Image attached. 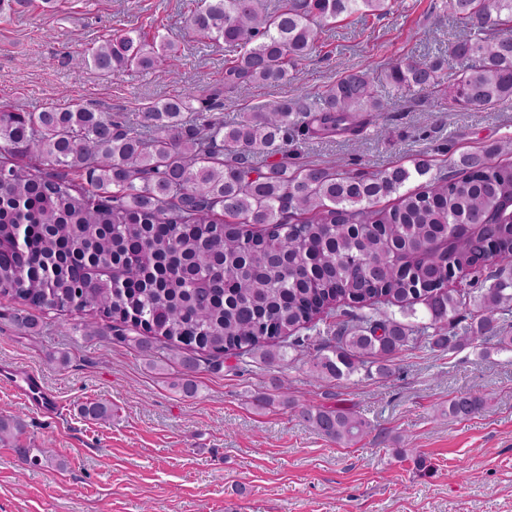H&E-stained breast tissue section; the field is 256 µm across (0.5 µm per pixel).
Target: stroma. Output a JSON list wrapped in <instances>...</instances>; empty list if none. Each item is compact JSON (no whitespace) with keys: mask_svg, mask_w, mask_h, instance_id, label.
<instances>
[{"mask_svg":"<svg viewBox=\"0 0 512 512\" xmlns=\"http://www.w3.org/2000/svg\"><path fill=\"white\" fill-rule=\"evenodd\" d=\"M197 0H55L0 11V104L24 112L88 105L136 122L154 102L195 88L219 91L218 118L231 123L257 103L322 91L339 77L383 73L394 58L447 56L465 30L442 0H395L389 15H352L323 27L312 54L279 85L224 86V47L199 39L184 19ZM159 33L178 52L164 71L111 76L77 70L92 43L125 31ZM384 120L356 138L295 136L299 165L372 173L426 157L437 172L463 155L512 138V101L460 109L430 91L386 85ZM18 303L0 300V366L43 374L61 410L51 418L0 383V414L21 419L20 443L51 451L21 469L0 444V512H512V353L494 348H411L394 376L312 377L307 365L225 359L199 368L185 396L178 363L149 357L108 335L82 339L69 316H46L36 334L18 333ZM66 353L59 366L52 355ZM477 391L488 405L465 420L448 401ZM271 396L264 409L255 393ZM350 409L372 426L340 446L295 418L287 402ZM111 404L112 420L83 417L81 405ZM427 470L396 457L399 443Z\"/></svg>","mask_w":512,"mask_h":512,"instance_id":"35a3bbf8","label":"stroma"}]
</instances>
